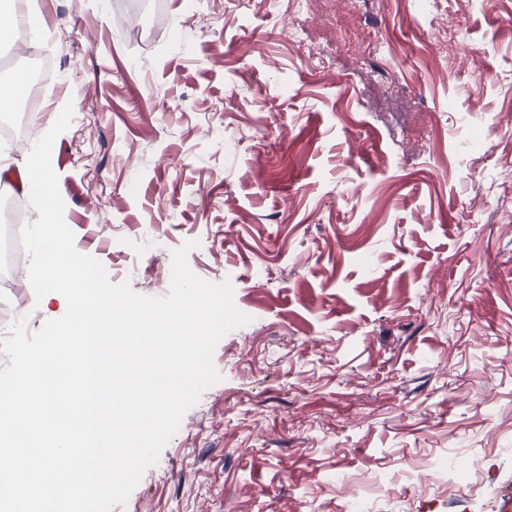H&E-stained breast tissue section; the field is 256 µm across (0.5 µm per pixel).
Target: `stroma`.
<instances>
[{"instance_id":"1","label":"stroma","mask_w":512,"mask_h":512,"mask_svg":"<svg viewBox=\"0 0 512 512\" xmlns=\"http://www.w3.org/2000/svg\"><path fill=\"white\" fill-rule=\"evenodd\" d=\"M45 105L0 149V198L53 145L74 246L168 294L171 252L247 324L221 379L112 512H512V0H35ZM447 18L452 36L435 41ZM28 261L0 314L34 333ZM443 455L478 493L414 485Z\"/></svg>"}]
</instances>
